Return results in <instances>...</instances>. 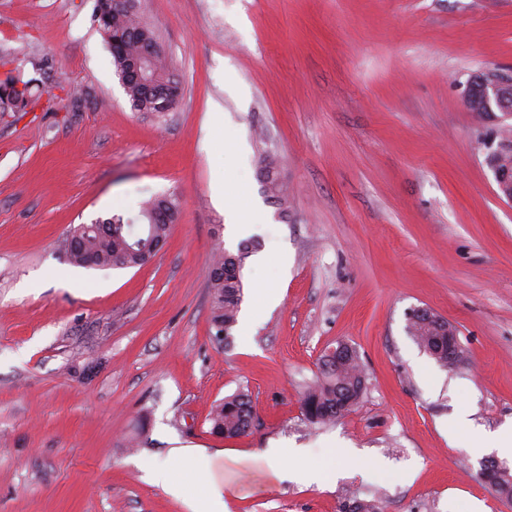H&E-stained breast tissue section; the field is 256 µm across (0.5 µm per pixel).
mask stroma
<instances>
[{
  "mask_svg": "<svg viewBox=\"0 0 512 512\" xmlns=\"http://www.w3.org/2000/svg\"><path fill=\"white\" fill-rule=\"evenodd\" d=\"M94 5L0 0V79L39 94L0 113V512H186L149 478L176 448L212 456L229 512H512L478 477L497 449L470 440L512 426V206L464 104L473 74H512V0H139L181 85L164 113L132 109ZM77 85L94 96L70 112ZM221 177L262 223L231 232ZM161 195L179 222L145 265L68 261L70 227ZM253 239L225 344L207 267ZM416 308L457 328L458 368L408 334ZM340 341L367 390L309 423L302 394ZM239 391L251 430L213 434L212 403ZM288 446L330 479L276 469ZM268 157L265 150L259 155L258 163L261 192L267 201L284 211L288 208L287 190L283 182L279 179L278 171L275 170L273 163L269 161Z\"/></svg>",
  "mask_w": 512,
  "mask_h": 512,
  "instance_id": "1",
  "label": "stroma"
}]
</instances>
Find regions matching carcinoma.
I'll use <instances>...</instances> for the list:
<instances>
[{"instance_id": "carcinoma-1", "label": "carcinoma", "mask_w": 512, "mask_h": 512, "mask_svg": "<svg viewBox=\"0 0 512 512\" xmlns=\"http://www.w3.org/2000/svg\"><path fill=\"white\" fill-rule=\"evenodd\" d=\"M113 0H96L95 22L107 44L122 39L121 46L111 49L116 72L122 73L140 60L143 53L139 34H148L149 39H156L155 32L140 19L134 9L116 11ZM150 73L157 79L167 82L172 80L169 64L161 52L155 53L149 64ZM125 93L131 106L138 112L155 110V101L148 97L137 82L125 87ZM92 96L88 87L72 89L68 93V111L76 112L83 102ZM34 101L30 82L18 77H7L0 81V112L12 110L24 112ZM259 181L261 192L266 200L281 210L288 208V194L280 181L278 171L269 161L266 152L259 155ZM177 209L176 200L171 197L156 198L146 203L140 210L141 223L133 219H124L119 215L102 220L112 225V231L104 233L98 223L79 224L72 228L65 239V250L70 263L93 269H124L145 264L135 242L140 240L141 232L150 230L153 236L168 238L171 225L161 221L151 223V215L161 208ZM250 246L240 244L238 253L221 251L214 255L208 269L207 281L211 296V327L214 336L228 338L232 327L237 323L241 305L244 300L245 283L243 280L244 259L249 254ZM448 321L438 329L426 324V319L408 320L407 331L415 342L446 368H455L463 362V354L448 359ZM366 388V375L358 354L344 357L328 365L321 361L316 379L307 386L302 398L301 409L306 420L312 424L335 422L350 412L362 398ZM254 413L250 396L239 392L224 397L212 406L208 416L211 432L228 438L236 437L250 430ZM495 471L496 479L487 485L507 501L512 500V470L499 472L495 470L493 460L481 462L479 476L485 470Z\"/></svg>"}]
</instances>
